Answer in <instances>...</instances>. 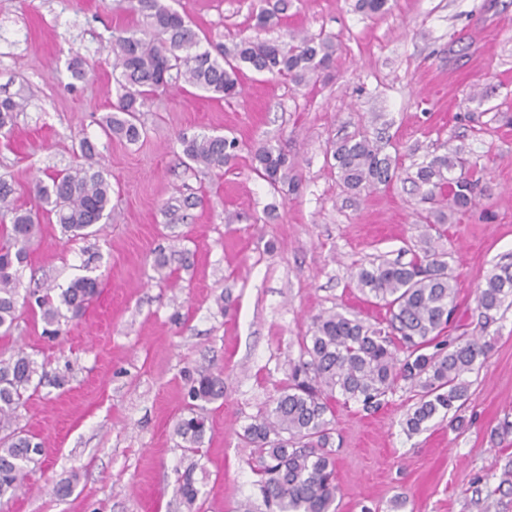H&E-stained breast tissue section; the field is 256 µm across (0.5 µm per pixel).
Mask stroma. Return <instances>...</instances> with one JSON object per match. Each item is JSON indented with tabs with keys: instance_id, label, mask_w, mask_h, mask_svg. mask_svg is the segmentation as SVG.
Instances as JSON below:
<instances>
[{
	"instance_id": "obj_1",
	"label": "stroma",
	"mask_w": 512,
	"mask_h": 512,
	"mask_svg": "<svg viewBox=\"0 0 512 512\" xmlns=\"http://www.w3.org/2000/svg\"><path fill=\"white\" fill-rule=\"evenodd\" d=\"M203 43L243 37L283 41L335 36L332 67L307 84L243 69L242 92L215 100L171 84L144 112L135 142L100 127L117 99L108 41L132 26L127 0H0V98L23 100L0 134V181L14 204L39 207L35 184L75 165L89 139L112 184V218L70 238L41 221L29 242L23 288L64 286L80 276L99 288L82 316L51 339L30 308L0 352L21 348L37 362L20 427L45 453L0 512H184L177 473L194 465L200 512H237L251 500L267 512L259 458L239 438L276 396L314 316L339 311L369 323L385 310L366 302L351 274L383 259L409 261L421 240L448 252L457 277L452 335H484L491 350L472 375L465 431L433 420L407 435L410 405L398 385L375 411L336 407L334 458L340 512H512V309L481 330L475 291L498 262H512V0H391L383 16L357 0H292L259 30L263 0H166ZM80 56L85 80L68 62ZM220 134L242 145L220 171L183 155L181 134ZM382 136L397 157L389 187L353 193L330 149L361 134ZM263 145L294 160L298 193L282 196L249 168ZM458 150L483 169V190L442 231L420 215L417 163ZM192 207L168 215L171 200ZM172 276L155 267L158 254ZM224 373V399L210 404L201 454L186 458L173 434L184 386L199 366ZM78 472L72 493L53 486Z\"/></svg>"
}]
</instances>
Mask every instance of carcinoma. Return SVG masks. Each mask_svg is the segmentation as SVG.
I'll list each match as a JSON object with an SVG mask.
<instances>
[{"label":"carcinoma","instance_id":"carcinoma-1","mask_svg":"<svg viewBox=\"0 0 512 512\" xmlns=\"http://www.w3.org/2000/svg\"><path fill=\"white\" fill-rule=\"evenodd\" d=\"M288 7L289 0H275L272 7L255 14V27L273 25ZM129 11L137 16L138 25L117 27L111 35L118 97L102 125L106 134L130 142L143 132L140 112L172 80L233 98L240 92L244 64L259 74L301 85L332 66L336 58L337 45L329 35L292 36L287 42L246 37L230 48L203 50L194 26L162 0H129ZM20 107L10 97L0 100V132L11 128ZM179 142L190 162L208 170L223 169L241 151L237 139L224 135L184 134ZM79 150L88 163L49 175L35 192L45 205L43 212L55 217L64 232L88 235L96 232V225L108 223L112 187L104 171L90 163L93 146L83 140ZM332 157L340 180L356 193L389 185L398 169L397 160L382 153L367 135L335 142ZM250 162L275 191L298 190L299 181L290 176L293 164L281 151L259 147ZM482 178L483 169L475 163L465 166L454 150L421 163L416 172V183L427 187L424 198L439 214L466 209ZM13 193L11 185L0 182V216L11 215L10 223L0 224V336L11 335L23 303L39 309L43 333L55 337L65 312L74 317L84 312L98 281L83 276L58 290L28 289L20 295L27 243L36 224L31 213L12 206ZM353 279L362 295L384 303L386 326L367 325L338 311L316 316L272 407L240 434L260 454L259 483L270 512H336L339 488L331 439L333 401L339 396L375 410L403 382L414 400L405 417L408 434L427 429L438 415L448 418L451 429L464 428L460 411L471 386L468 375L484 366L489 343L478 336L445 335L457 303L448 253L422 247L406 263L361 266ZM474 301L485 331L495 322L494 314L512 307V263L495 265L476 289ZM34 374V361L26 352L0 357V428L12 429L0 439V504L14 497L29 465L43 455L42 442L14 426ZM186 397L188 415L176 421L174 434L180 447L194 454L209 430L205 405L224 398L223 373L196 370L189 376ZM177 492L187 512H199L193 469L179 475Z\"/></svg>","mask_w":512,"mask_h":512}]
</instances>
